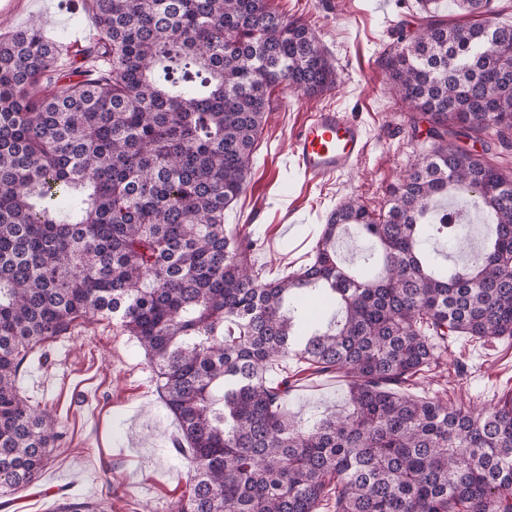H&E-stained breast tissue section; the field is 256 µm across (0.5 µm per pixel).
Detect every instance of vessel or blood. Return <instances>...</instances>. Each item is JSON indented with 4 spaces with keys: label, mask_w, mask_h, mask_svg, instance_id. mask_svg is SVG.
Returning a JSON list of instances; mask_svg holds the SVG:
<instances>
[{
    "label": "vessel or blood",
    "mask_w": 512,
    "mask_h": 512,
    "mask_svg": "<svg viewBox=\"0 0 512 512\" xmlns=\"http://www.w3.org/2000/svg\"><path fill=\"white\" fill-rule=\"evenodd\" d=\"M369 140L363 126L348 112L327 108L312 113L290 144V154L312 182L349 171L366 154Z\"/></svg>",
    "instance_id": "1"
}]
</instances>
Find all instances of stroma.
I'll return each instance as SVG.
<instances>
[{
    "label": "stroma",
    "mask_w": 512,
    "mask_h": 512,
    "mask_svg": "<svg viewBox=\"0 0 512 512\" xmlns=\"http://www.w3.org/2000/svg\"><path fill=\"white\" fill-rule=\"evenodd\" d=\"M13 0L0 11V34L40 23L63 42L61 65L74 72L84 46L73 45L63 21L83 27L95 40L91 16L73 0ZM272 10L306 21L334 66L337 84L315 97L277 88L243 194L224 214L227 233L258 239L256 268L279 278L309 264L329 212L349 196L370 208L388 194L421 147L409 142L404 112L389 91L380 56L394 44L397 22L417 23L419 0H269ZM352 114L370 137L367 154L349 173L327 183L306 182L288 156L289 143L315 110ZM463 361L465 374L449 373L451 398H472L490 408L512 396V341L484 344L461 338L448 348L449 363ZM288 409L297 418L339 411L347 403L346 378L289 363ZM23 398L50 412L62 437L50 465L34 484L0 495V512H56L65 502L106 506L107 512H169L187 495L191 464L174 450L177 423L157 392L156 376L136 338L103 319L78 327L66 341H50L19 378Z\"/></svg>",
    "instance_id": "obj_1"
}]
</instances>
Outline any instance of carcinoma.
<instances>
[{
	"instance_id": "carcinoma-1",
	"label": "carcinoma",
	"mask_w": 512,
	"mask_h": 512,
	"mask_svg": "<svg viewBox=\"0 0 512 512\" xmlns=\"http://www.w3.org/2000/svg\"><path fill=\"white\" fill-rule=\"evenodd\" d=\"M396 25L381 65L431 149L377 215L349 197L313 261L263 280L255 242L224 229L244 192L269 90L321 94L335 72L312 28L268 0H84L101 34L81 79H61L59 43L37 25L0 37V489L49 464L54 421L19 397L35 348L100 318L135 337L193 468L170 512H512V398L448 401V347L512 338V179L483 151L512 149V25L489 0L463 19ZM473 202L489 233L455 267L425 251L461 238L442 197ZM351 228L380 271L337 253ZM339 304L308 327L305 300ZM294 358L349 379L345 413L298 422Z\"/></svg>"
}]
</instances>
